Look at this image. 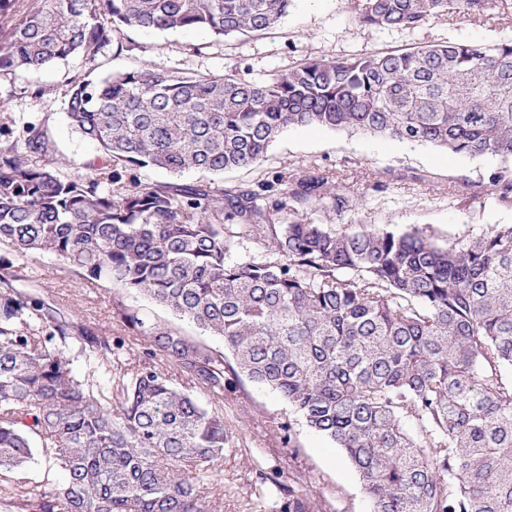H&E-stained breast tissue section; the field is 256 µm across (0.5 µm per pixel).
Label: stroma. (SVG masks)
I'll list each match as a JSON object with an SVG mask.
<instances>
[{"label": "stroma", "mask_w": 512, "mask_h": 512, "mask_svg": "<svg viewBox=\"0 0 512 512\" xmlns=\"http://www.w3.org/2000/svg\"><path fill=\"white\" fill-rule=\"evenodd\" d=\"M460 41L489 46L512 40V10L481 15L458 12L430 19L417 31L365 28L352 19V0H291L279 27L259 36L229 39L194 31H127L114 35L97 57V74L131 70L142 64L187 73L223 74L260 82L285 72L308 57H336L408 49L425 42ZM88 65L73 56L54 67L32 71L0 70V124L15 132L30 128L45 142L46 156L66 174L87 172L100 155L70 125L66 101L71 83L86 78ZM500 157L469 158L431 145H411L361 133L320 127L288 128L271 146L260 166L221 175L137 168L144 186L174 183L205 185L213 192L246 186L264 204L279 197V179L296 182L322 173L357 202L356 210L319 211L318 224L360 231L385 225L399 231L419 229L445 246L483 234L498 224H512V205L500 203L490 184L504 168ZM22 288L58 307L70 320L121 340V362L133 367L149 349L143 332L123 321L126 310L138 311L146 326L164 328L220 351L223 341L193 322L172 314L147 297L106 281L61 268L51 255L30 261ZM206 408L221 412L229 446L220 477L223 494L213 497L216 512H278L272 486L260 475L278 477L308 498L311 512H372V502L342 451L310 430L275 392L247 379L216 398L192 389ZM291 431H283L282 423Z\"/></svg>", "instance_id": "1"}]
</instances>
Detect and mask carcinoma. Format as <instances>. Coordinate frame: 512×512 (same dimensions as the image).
<instances>
[{
	"label": "carcinoma",
	"instance_id": "1",
	"mask_svg": "<svg viewBox=\"0 0 512 512\" xmlns=\"http://www.w3.org/2000/svg\"><path fill=\"white\" fill-rule=\"evenodd\" d=\"M0 0V69L94 64L125 30L260 35L290 0ZM491 0H355L354 22L420 29ZM71 126L102 166L65 175L32 138L0 128V505L20 512H214L197 490L219 483L224 416L141 361L112 374L107 336L15 285L52 254L91 280L141 293L224 341L247 379L279 394L352 465L373 512H512V225L440 247L418 231L347 232L299 209L348 201L325 175L282 182L288 223L255 191L122 183L132 167L172 174L258 166L292 126L432 144L512 160V41L306 58L261 83L229 71L151 66L75 83ZM491 184L512 202V169ZM267 236L276 262H230L233 232ZM150 352L192 385L224 397V354L165 329ZM87 372L73 368L72 353ZM39 440L47 492L20 476ZM285 493L280 512H309Z\"/></svg>",
	"mask_w": 512,
	"mask_h": 512
}]
</instances>
